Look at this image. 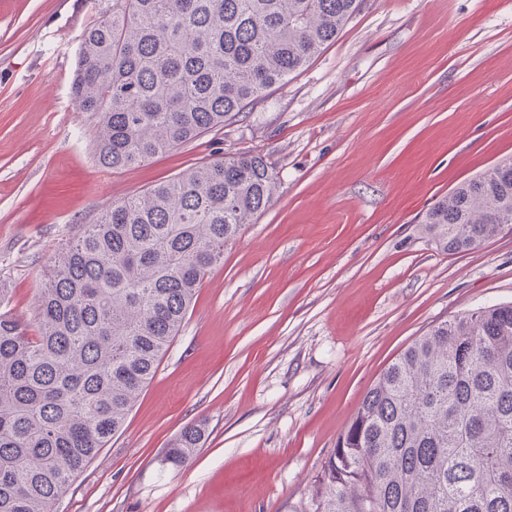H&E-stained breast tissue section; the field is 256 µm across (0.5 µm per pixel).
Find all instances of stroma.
Returning <instances> with one entry per match:
<instances>
[{
  "instance_id": "35a3bbf8",
  "label": "stroma",
  "mask_w": 512,
  "mask_h": 512,
  "mask_svg": "<svg viewBox=\"0 0 512 512\" xmlns=\"http://www.w3.org/2000/svg\"><path fill=\"white\" fill-rule=\"evenodd\" d=\"M110 4L0 0V308L33 322L80 229L188 169L249 152L278 184L56 512H311L385 368L433 325L512 301V232L446 252L421 224L512 158V0H366L233 123L113 171L70 93L81 35ZM192 424L202 446L164 466Z\"/></svg>"
}]
</instances>
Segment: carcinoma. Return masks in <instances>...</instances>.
<instances>
[{
	"mask_svg": "<svg viewBox=\"0 0 512 512\" xmlns=\"http://www.w3.org/2000/svg\"><path fill=\"white\" fill-rule=\"evenodd\" d=\"M364 0H112L71 81L96 156L140 164L233 119L303 70ZM262 157L217 158L105 209L54 262L36 335L0 312V512L56 503L119 433L197 288L265 210ZM421 223L446 251L512 224V159ZM202 428L164 463L196 452ZM312 512H512V302L432 326L379 376L317 480Z\"/></svg>",
	"mask_w": 512,
	"mask_h": 512,
	"instance_id": "cac0c4a2",
	"label": "carcinoma"
}]
</instances>
